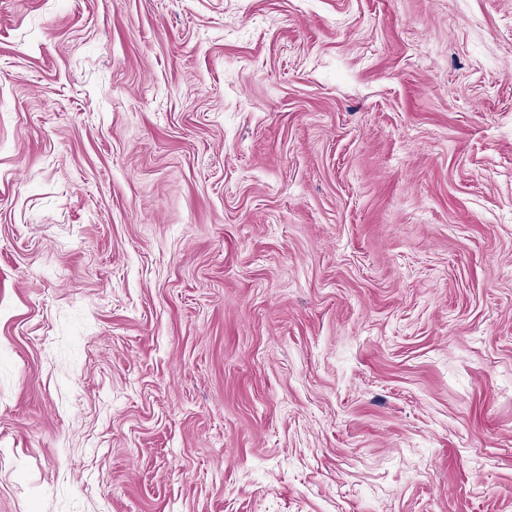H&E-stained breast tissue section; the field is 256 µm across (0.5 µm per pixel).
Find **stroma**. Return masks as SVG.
I'll return each mask as SVG.
<instances>
[{"label":"stroma","instance_id":"1","mask_svg":"<svg viewBox=\"0 0 512 512\" xmlns=\"http://www.w3.org/2000/svg\"><path fill=\"white\" fill-rule=\"evenodd\" d=\"M0 512H512V0H0Z\"/></svg>","mask_w":512,"mask_h":512}]
</instances>
